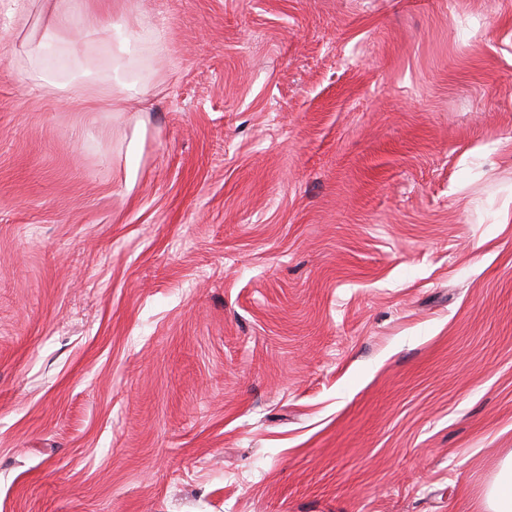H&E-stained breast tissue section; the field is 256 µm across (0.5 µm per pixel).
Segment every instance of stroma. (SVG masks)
<instances>
[{
  "mask_svg": "<svg viewBox=\"0 0 512 512\" xmlns=\"http://www.w3.org/2000/svg\"><path fill=\"white\" fill-rule=\"evenodd\" d=\"M133 2L99 112L30 63L86 0L0 10V512H483L512 0ZM113 73V86H112V106L113 104H119L121 102L122 97L118 96L120 91L134 90L136 88L137 82L133 80V74L130 68V65H126L120 61L116 62L112 67ZM121 73L123 75V79L118 77V74ZM114 81L116 82L117 94L114 95Z\"/></svg>",
  "mask_w": 512,
  "mask_h": 512,
  "instance_id": "obj_1",
  "label": "stroma"
}]
</instances>
